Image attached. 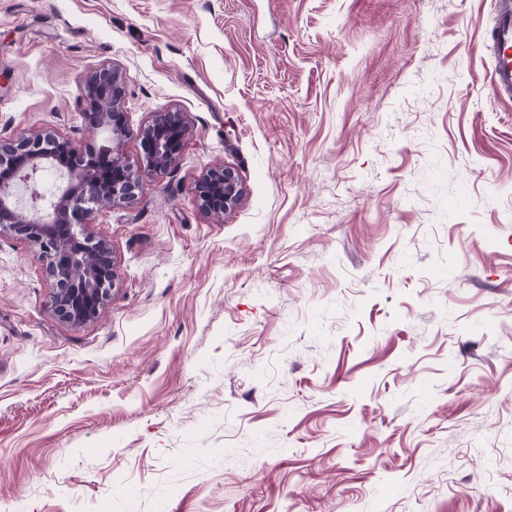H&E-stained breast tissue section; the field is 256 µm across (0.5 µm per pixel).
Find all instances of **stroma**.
I'll use <instances>...</instances> for the list:
<instances>
[{"label":"stroma","instance_id":"obj_1","mask_svg":"<svg viewBox=\"0 0 512 512\" xmlns=\"http://www.w3.org/2000/svg\"><path fill=\"white\" fill-rule=\"evenodd\" d=\"M494 0H0V138L83 146V79L177 163L99 213L117 286L49 310L0 238L10 512H512V97ZM245 194L206 216L212 162ZM498 8L490 31L494 67L491 86L496 95H512V1L497 0Z\"/></svg>","mask_w":512,"mask_h":512}]
</instances>
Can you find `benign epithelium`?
Wrapping results in <instances>:
<instances>
[{"mask_svg": "<svg viewBox=\"0 0 512 512\" xmlns=\"http://www.w3.org/2000/svg\"><path fill=\"white\" fill-rule=\"evenodd\" d=\"M125 95L116 67L103 65L84 80L85 146L72 145L49 127L0 140V238L24 239L35 248L52 287L49 309L72 325L97 319L116 288L112 246L87 227L100 210L133 203L142 176L171 168L189 135L181 112H156L132 129ZM132 137L141 148L135 163L124 153ZM46 168L60 176L49 197L37 179ZM244 193L237 171L227 165L210 168L196 186L199 208L218 217L231 212Z\"/></svg>", "mask_w": 512, "mask_h": 512, "instance_id": "1", "label": "benign epithelium"}]
</instances>
